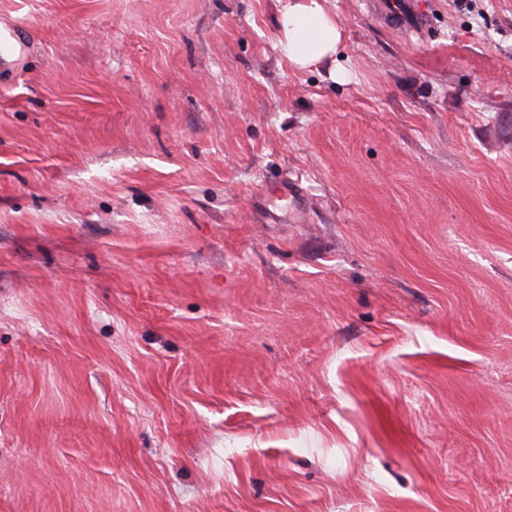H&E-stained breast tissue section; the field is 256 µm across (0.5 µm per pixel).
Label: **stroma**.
<instances>
[{
	"instance_id": "stroma-1",
	"label": "stroma",
	"mask_w": 512,
	"mask_h": 512,
	"mask_svg": "<svg viewBox=\"0 0 512 512\" xmlns=\"http://www.w3.org/2000/svg\"><path fill=\"white\" fill-rule=\"evenodd\" d=\"M0 0V512H512V0ZM328 0H278L279 45L296 70L335 60L344 27ZM375 10L382 16L383 20L396 28H405L407 19L414 16L418 27L423 29L427 25L426 16L420 12L419 5L416 3H409L406 12H393L384 3H377L374 5Z\"/></svg>"
}]
</instances>
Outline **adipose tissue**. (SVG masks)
Returning a JSON list of instances; mask_svg holds the SVG:
<instances>
[{"mask_svg": "<svg viewBox=\"0 0 512 512\" xmlns=\"http://www.w3.org/2000/svg\"><path fill=\"white\" fill-rule=\"evenodd\" d=\"M278 31L281 50L297 70L334 60L344 37L327 0H281Z\"/></svg>", "mask_w": 512, "mask_h": 512, "instance_id": "1", "label": "adipose tissue"}]
</instances>
